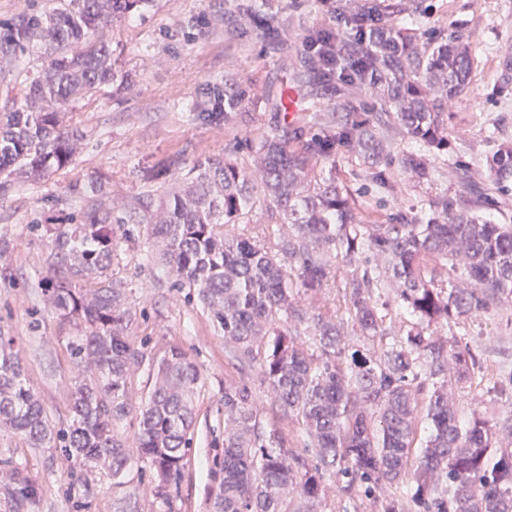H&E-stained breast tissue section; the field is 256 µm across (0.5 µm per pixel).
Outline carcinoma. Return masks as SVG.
Wrapping results in <instances>:
<instances>
[{"instance_id":"1","label":"carcinoma","mask_w":512,"mask_h":512,"mask_svg":"<svg viewBox=\"0 0 512 512\" xmlns=\"http://www.w3.org/2000/svg\"><path fill=\"white\" fill-rule=\"evenodd\" d=\"M44 14L0 22V62L26 83L21 101L0 111V194L32 183L72 163L84 133L67 126L71 102L91 97L117 81L112 48L103 31L118 18L154 0H52ZM326 33L307 40L328 74L353 92L372 93L380 106L374 118L328 110L318 116L321 134L301 144L276 121L248 147L267 198L293 227L288 243L298 258V278L320 288L329 278L330 256L352 265L366 254L375 264L349 282L348 316L367 340L342 360L336 324L312 315L315 350L285 332L272 334L292 307L279 260L247 238L224 234L252 201L251 178L237 165L208 157L190 169L186 181L158 200H138L120 215L116 206L93 200L101 188L75 185L71 194L88 200L53 231L50 275L43 278L46 302L62 322L84 325L67 338L76 365L70 392V424L54 430L30 389L12 336L0 335V433L16 435L30 448H58L64 460L88 471L106 469L118 477L143 463L152 495L169 505L184 477L191 430L197 418L202 376L189 356L173 347L157 366L154 383L138 406L132 440L118 438L114 425L132 410V368L143 355L128 340L132 319L125 289L109 270L116 251L114 225L150 219L152 244L174 278L190 288L214 329L241 362H262L271 405L301 420L313 460L262 431L247 385L224 387V448L211 497V512H317L329 486L337 489L338 512H350L359 494L380 483L399 493L379 512H512V450L493 444L495 426L472 414L459 424L445 392L448 379L469 378L477 358L458 351L455 336L410 332L383 347V315L377 306L385 282L399 283V300L419 319L452 327L468 315L512 298V224L478 215L483 190L467 174L461 191L429 202V217L416 223L396 215L389 224H368L351 207L336 176L314 180L313 162L343 146L369 168L398 164L427 175L423 155L393 159L390 132L427 153L448 149L444 115L448 101L469 77L467 46L433 38L418 46L412 34L386 20L378 5L357 19L356 32L326 53ZM39 47L48 58L36 77L20 64ZM241 98L224 94V110L210 120L233 118ZM497 185L512 187V144L486 159ZM460 273L467 288L437 284L436 263ZM446 473L447 481L439 479ZM0 493L23 512L39 494L35 480L18 467L0 470Z\"/></svg>"}]
</instances>
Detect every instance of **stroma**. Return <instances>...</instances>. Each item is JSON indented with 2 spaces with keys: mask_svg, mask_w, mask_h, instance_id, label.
<instances>
[{
  "mask_svg": "<svg viewBox=\"0 0 512 512\" xmlns=\"http://www.w3.org/2000/svg\"><path fill=\"white\" fill-rule=\"evenodd\" d=\"M374 2L155 0L144 14L126 17L106 30L115 68L125 80L71 106V124L88 133L81 154L47 179L0 195V234H8L13 243L4 258L12 275L0 278V334L15 338L28 383L56 428H66L70 421L75 369L66 338L74 330L61 325L45 307L39 283L53 248L45 225L65 223L81 207L70 195V185L97 181L102 200L131 203L147 192L162 196L167 185L178 184L185 169L200 159L221 157L253 170L254 157L243 141L267 132L274 114L264 104L266 92L291 86L298 73L305 76L297 88L300 109L286 113L285 120L300 141L318 134V112L334 107L365 111L368 97L339 95L335 79L312 68L305 38L318 30L332 31L340 40L351 37L355 14ZM385 2L390 23L406 26L420 38L431 31L459 34L469 46V83L448 104L449 148L428 156L429 174L424 179L389 167L386 188L379 187L362 160L345 147L318 160L315 175H336L350 204L368 211L371 223L385 224L400 212L416 222L426 221L429 200L455 194L465 172L493 201L483 216L500 224L512 222V194L498 191L485 166L501 144L512 143V0ZM280 24L290 31L283 45L273 35ZM227 91L245 95L235 118L204 119V112ZM175 156L183 167L173 172L168 184L144 182L146 168ZM252 197L248 215L230 225V233L251 239L282 259L299 307L326 313L340 324V347L343 355H350L363 344L358 327L345 313L350 268L341 258H333L328 282L317 290L305 289L296 276L297 264L287 253L289 228L266 198L261 182H253ZM115 232L119 245L112 278L127 290L134 312L129 340L144 355L131 376L132 404L146 396L149 373L170 347L186 351L202 374L201 421L192 433L178 493L167 506L143 494L150 476L141 473L139 465H131L118 479L108 471L88 475L63 462L58 449L30 448L7 436H0V462L11 461L37 481L40 495L31 512H210V492L224 446L226 386L248 385L260 407L264 433L279 434L299 452L305 438L295 418L267 403L260 363L231 358L204 309L173 288L167 267L151 246L149 225L119 224ZM453 332L483 366L481 383L448 387L460 422H467L475 410L490 422L505 420L512 415V391L502 384L512 372V299L460 318ZM87 477L96 488L91 498L82 493Z\"/></svg>",
  "mask_w": 512,
  "mask_h": 512,
  "instance_id": "obj_1",
  "label": "stroma"
}]
</instances>
